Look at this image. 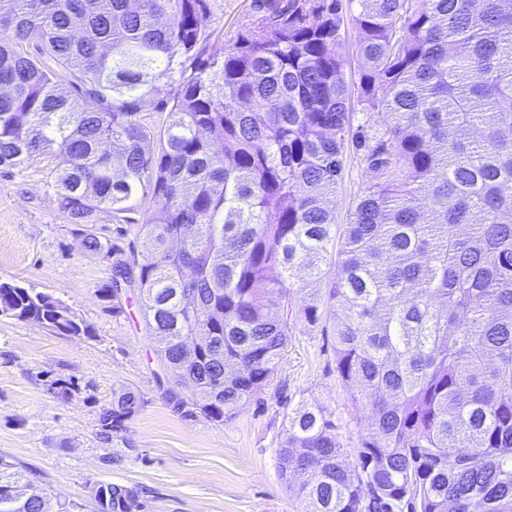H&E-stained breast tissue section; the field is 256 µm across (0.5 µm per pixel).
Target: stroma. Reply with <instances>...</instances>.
I'll return each instance as SVG.
<instances>
[{
	"label": "stroma",
	"instance_id": "obj_1",
	"mask_svg": "<svg viewBox=\"0 0 512 512\" xmlns=\"http://www.w3.org/2000/svg\"><path fill=\"white\" fill-rule=\"evenodd\" d=\"M201 47L222 56L255 18L252 0H207ZM374 173L349 145L332 200L345 223ZM110 260L80 249L60 210L46 162L0 176V280L53 295L88 324L92 336H64L0 316V454L37 474L34 489L94 512L92 488L120 483L147 490V512H299L279 479L284 419L299 401L325 406L345 446L370 431L351 404L335 364L333 333L291 318L288 350L270 386L218 424L187 418L166 397L155 346L137 299L113 315L98 296ZM67 394H59V385ZM121 388L147 400L120 436L104 439L99 416Z\"/></svg>",
	"mask_w": 512,
	"mask_h": 512
}]
</instances>
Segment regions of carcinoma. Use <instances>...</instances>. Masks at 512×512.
Wrapping results in <instances>:
<instances>
[{
  "label": "carcinoma",
  "mask_w": 512,
  "mask_h": 512,
  "mask_svg": "<svg viewBox=\"0 0 512 512\" xmlns=\"http://www.w3.org/2000/svg\"><path fill=\"white\" fill-rule=\"evenodd\" d=\"M356 2L359 99L387 124L357 132L376 181L346 224L328 206L352 122L342 0H255L220 59L200 50L207 0H0V174L50 162L73 236L112 260L99 297L119 315L117 277L135 283L167 380L191 387L167 390L186 417L224 423L270 385L307 271L300 317L330 322L372 431L350 464L324 407L287 414L278 453L298 465L280 479L303 512H512V0ZM102 211L140 224L141 250L99 235ZM0 315L93 335L19 282L0 281ZM190 336L211 341L187 363ZM145 404L114 391L101 435ZM34 476L0 455V512H81L18 496ZM92 497L145 512L135 486Z\"/></svg>",
  "instance_id": "obj_1"
}]
</instances>
